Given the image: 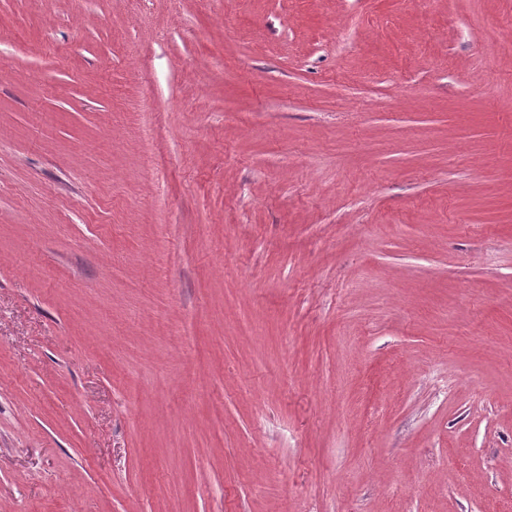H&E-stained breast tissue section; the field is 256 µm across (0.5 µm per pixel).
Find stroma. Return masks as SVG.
Returning <instances> with one entry per match:
<instances>
[{
    "label": "stroma",
    "mask_w": 512,
    "mask_h": 512,
    "mask_svg": "<svg viewBox=\"0 0 512 512\" xmlns=\"http://www.w3.org/2000/svg\"><path fill=\"white\" fill-rule=\"evenodd\" d=\"M510 36L0 0V512H512Z\"/></svg>",
    "instance_id": "1"
}]
</instances>
